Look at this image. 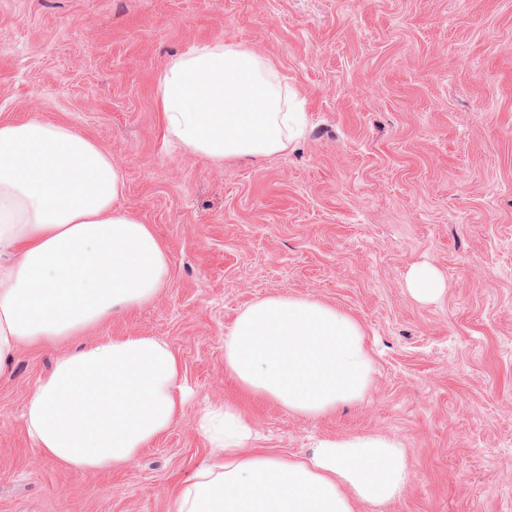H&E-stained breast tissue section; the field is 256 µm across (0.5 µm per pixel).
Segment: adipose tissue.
Instances as JSON below:
<instances>
[{"label": "adipose tissue", "instance_id": "ef3b65f1", "mask_svg": "<svg viewBox=\"0 0 512 512\" xmlns=\"http://www.w3.org/2000/svg\"><path fill=\"white\" fill-rule=\"evenodd\" d=\"M156 96L168 137L215 162L283 155L304 133L296 93L240 45L214 40L170 57ZM124 190L120 165L71 126L0 122V376L19 347L84 335L167 284V249L120 205ZM224 365L245 390L306 417L358 401L374 372L355 319L291 296L258 299L238 315ZM188 396L167 341L86 342L38 381L24 422L64 466L106 469L167 431ZM197 428L212 453L167 512H356L388 505L406 483L402 444L380 433L325 438L291 459L248 450L252 429L227 403L205 408Z\"/></svg>", "mask_w": 512, "mask_h": 512}]
</instances>
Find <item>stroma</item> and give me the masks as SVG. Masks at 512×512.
<instances>
[{
    "mask_svg": "<svg viewBox=\"0 0 512 512\" xmlns=\"http://www.w3.org/2000/svg\"><path fill=\"white\" fill-rule=\"evenodd\" d=\"M205 40L265 56L299 92L307 131L288 155L217 164L167 137L155 77ZM33 114L120 164L170 280L85 337L17 351L0 377V512H166L211 454L202 409L224 402L270 455L401 442L404 490L356 512H512V0H0V121ZM421 262L446 285L431 303L406 286ZM275 295L363 326L360 401L292 415L226 371V332ZM129 335L168 341L193 398L128 463L66 469L30 438L26 401L80 340Z\"/></svg>",
    "mask_w": 512,
    "mask_h": 512,
    "instance_id": "35a3bbf8",
    "label": "stroma"
}]
</instances>
